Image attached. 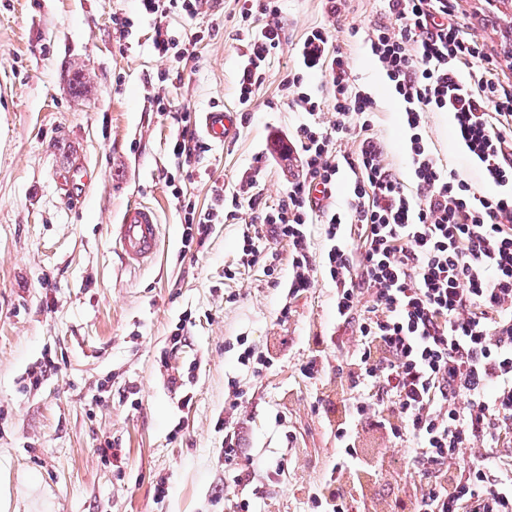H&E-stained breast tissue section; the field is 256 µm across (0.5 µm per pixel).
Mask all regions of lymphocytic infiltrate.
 Listing matches in <instances>:
<instances>
[{
  "label": "lymphocytic infiltrate",
  "mask_w": 512,
  "mask_h": 512,
  "mask_svg": "<svg viewBox=\"0 0 512 512\" xmlns=\"http://www.w3.org/2000/svg\"><path fill=\"white\" fill-rule=\"evenodd\" d=\"M154 21L153 47L165 62L182 61L187 41L165 17L196 19L211 0H138ZM330 20L351 0H324ZM248 54L238 72V98L248 104L282 43L279 0H236ZM387 18L371 23L366 44L392 83L410 131L415 192H408L371 134L372 97L357 87L346 55L331 50L329 22L295 47L298 73L286 82L289 105L308 114L283 138L279 156L299 158L301 179L276 204L253 200V234L243 237L247 263L261 261L264 237L288 239V294L307 293L322 266L336 287V386L317 403L328 412L336 462L308 491L315 512H512V82L497 59L455 13V0H386ZM321 74L323 102L303 92L302 72ZM332 118L321 121L319 112ZM448 111L454 131L496 193L476 189L444 168L421 130L427 113ZM169 148L179 165L207 152L196 112L173 111ZM355 139L338 154L336 144ZM354 176L346 207L329 211L313 191L332 198L341 169ZM182 248L202 247L217 218L236 219L238 199L212 190L210 208L182 203ZM322 215L328 248L313 261L308 226ZM356 236V248L346 239ZM353 337H345L346 328ZM410 454L393 466L385 447ZM224 465L240 507L262 495L239 461L237 434L224 441ZM394 477L401 490L378 500L372 487Z\"/></svg>",
  "instance_id": "obj_1"
}]
</instances>
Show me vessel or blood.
Segmentation results:
<instances>
[{"label":"vessel or blood","instance_id":"b4317fda","mask_svg":"<svg viewBox=\"0 0 512 512\" xmlns=\"http://www.w3.org/2000/svg\"><path fill=\"white\" fill-rule=\"evenodd\" d=\"M237 131V118L228 112H207L202 118L201 132L209 142H229ZM116 245L129 262L143 263L152 259L160 247V224L153 207L142 203L128 206L113 234Z\"/></svg>","mask_w":512,"mask_h":512}]
</instances>
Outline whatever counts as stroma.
<instances>
[{
  "label": "stroma",
  "instance_id": "1",
  "mask_svg": "<svg viewBox=\"0 0 512 512\" xmlns=\"http://www.w3.org/2000/svg\"><path fill=\"white\" fill-rule=\"evenodd\" d=\"M284 36L249 106L252 120L222 147L179 174L169 151L172 108L240 109L237 76L246 45L234 40L231 0H212L171 29L203 33L181 79L159 82L154 23L135 0H0V512H240L224 488V431L237 425L240 456L255 462L265 493L251 512H308L305 493L336 460V440L314 401L323 384L300 366L336 330V290L318 275L309 293L288 294L287 241L266 242L272 261L247 265L242 237L252 198L274 204L298 163L283 161L276 138L304 121L282 84L294 45L326 22L322 0H282ZM383 0H356L335 23L334 46L361 90L376 102L372 132L385 159L409 178L405 114L378 85L385 77L361 34L384 14ZM133 17L129 36L112 18ZM458 16L512 80V0H458ZM223 23L207 36L212 19ZM423 135L444 167L482 184L479 164L453 134V116L427 113ZM173 173L174 184L164 176ZM238 193L237 220L213 225L203 249L182 253L176 197L211 204L210 187ZM154 206L161 248L150 262H125L112 228L127 205ZM187 319L185 342L169 338ZM291 345L278 349V339ZM272 352L261 374L242 367L243 346ZM57 364L41 384L27 375L43 355ZM182 377L183 391L171 377ZM245 392L238 409L231 389ZM190 403H183V395ZM111 440L123 463L101 460ZM290 461L270 476L269 462ZM169 494L156 496L158 484Z\"/></svg>",
  "mask_w": 512,
  "mask_h": 512
}]
</instances>
